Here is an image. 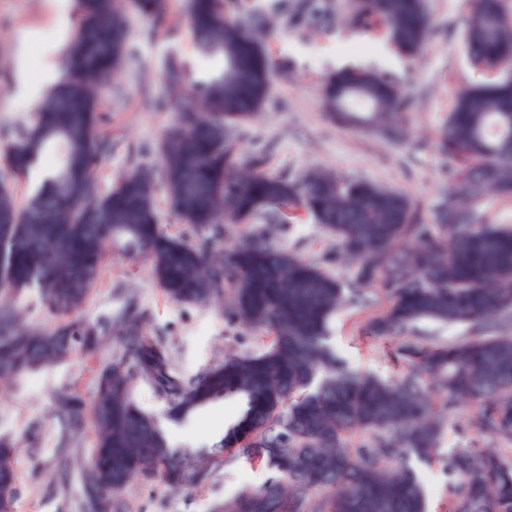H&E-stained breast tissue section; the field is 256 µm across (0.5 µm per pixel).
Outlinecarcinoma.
Returning a JSON list of instances; mask_svg holds the SVG:
<instances>
[{
	"mask_svg": "<svg viewBox=\"0 0 512 512\" xmlns=\"http://www.w3.org/2000/svg\"><path fill=\"white\" fill-rule=\"evenodd\" d=\"M186 4L196 48L216 66L189 84L185 64L169 56L163 80L175 119L150 151L154 161L136 162L100 195L99 164L112 152L103 107L132 57V20L161 25L166 0H77L62 76L4 148L0 383L119 337L98 373L91 417L77 390L55 394L57 478L78 468L80 512H129L122 492L133 480L200 489L222 454L226 463L255 459L272 476L214 512H429L420 462L448 477L445 512H512V225L489 224L482 211L488 193L512 194V84L492 80L456 98L437 140L453 202L437 204L428 224L403 193L322 168L274 175L267 155L244 153L245 128L272 97L271 27L243 13L244 0ZM310 11L362 30L382 22L410 58L430 38L424 0H347L340 9L307 0L301 13ZM464 46L474 60L512 61L508 0H473ZM322 99L343 125L388 140L401 139L410 120L409 98L376 70L336 71ZM33 173L39 182L21 208L14 188ZM161 203L186 230L158 223ZM300 212L330 239L309 259L281 244ZM109 253L147 255L167 297L217 307L262 332L261 342L187 374L172 339L147 329L133 298L94 324L53 330L5 301L34 289L51 316H69ZM368 289L386 305L363 334L387 340L403 366L390 381L351 366L332 343L336 312L374 303ZM425 321L465 324L469 335L429 337ZM138 383L172 422L221 400L239 411L218 447L177 448L135 402ZM463 405L482 442L444 451L448 413ZM87 422L95 448L79 461L71 440ZM17 452L0 439V512H14Z\"/></svg>",
	"mask_w": 512,
	"mask_h": 512,
	"instance_id": "1",
	"label": "carcinoma"
}]
</instances>
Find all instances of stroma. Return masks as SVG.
Wrapping results in <instances>:
<instances>
[{
	"mask_svg": "<svg viewBox=\"0 0 512 512\" xmlns=\"http://www.w3.org/2000/svg\"><path fill=\"white\" fill-rule=\"evenodd\" d=\"M185 0H169L163 24L169 36L150 37L148 26L136 23V55L119 79V90L107 108L111 120L107 133L116 144L99 167L101 193H109L127 171L138 152L154 147L172 120L171 113L156 110L155 101L167 98L161 67L168 52H176L193 76L212 67L201 57L189 34ZM297 0H252L255 9L278 22L279 29L266 42L276 69L274 97L259 120L246 131V151H265L269 168L281 174H298L324 167L384 188L405 193L422 213L441 196L446 164L430 147L437 127L451 111L457 92L487 81V73L473 69L462 42L470 0H427L432 36L426 51L416 59L402 56L382 35L363 32L309 17L281 26ZM78 22L75 0H0V144L21 122L30 121L45 89L61 75L66 44ZM379 68L390 74L413 101L415 145L395 143L345 127L325 113L320 98L324 77L341 67ZM132 294L151 330L169 336L180 348L183 367L200 371L229 349L256 346L260 334L224 318L215 309L203 310L168 299L149 271L145 258L107 256L101 276L92 287L80 319L94 322L116 310L124 294ZM378 311L377 306L344 309L331 324L337 352L347 362L381 379L398 371L387 341L363 334L361 327ZM112 338L102 340L89 355L68 360L25 377L18 385L0 388V435L23 440L37 432V461L20 451L19 494L14 512H79V474L70 472L69 492H50L53 453L58 424L53 395L73 388L91 397L99 369L112 360ZM236 413L230 401L218 402L190 420L168 427L171 441L182 448L212 447ZM42 479H34L33 465ZM269 473L246 458L220 465L203 489L171 493L160 480L133 481L123 497L131 512H212L215 502L231 498L245 483L259 485Z\"/></svg>",
	"mask_w": 512,
	"mask_h": 512,
	"instance_id": "obj_1",
	"label": "stroma"
}]
</instances>
